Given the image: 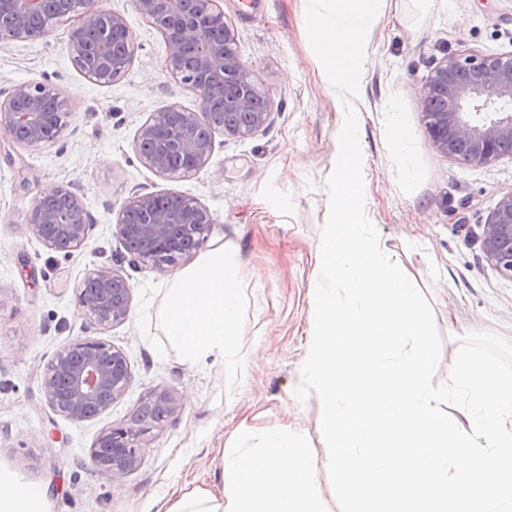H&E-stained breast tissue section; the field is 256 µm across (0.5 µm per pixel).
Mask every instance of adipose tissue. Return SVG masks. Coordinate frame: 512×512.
Wrapping results in <instances>:
<instances>
[{
	"mask_svg": "<svg viewBox=\"0 0 512 512\" xmlns=\"http://www.w3.org/2000/svg\"><path fill=\"white\" fill-rule=\"evenodd\" d=\"M237 249L217 246L175 273L161 315L166 336L193 365L241 364L244 291Z\"/></svg>",
	"mask_w": 512,
	"mask_h": 512,
	"instance_id": "obj_1",
	"label": "adipose tissue"
}]
</instances>
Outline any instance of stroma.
<instances>
[{
    "label": "stroma",
    "mask_w": 512,
    "mask_h": 512,
    "mask_svg": "<svg viewBox=\"0 0 512 512\" xmlns=\"http://www.w3.org/2000/svg\"><path fill=\"white\" fill-rule=\"evenodd\" d=\"M99 5L123 15L134 43L129 69L111 84L90 82L74 65L66 26L34 42L0 39V100L14 85L41 82L65 101L66 127L55 144L0 150V479L44 488V512H151L170 486L211 484L222 448L244 423L292 424L316 458L325 455L318 398L299 401L294 389L315 286L313 255L328 214L325 181L345 115L320 81L306 0L248 7L221 0L252 79L270 93L271 118L245 138L216 131L209 164L187 177L155 174L135 146L153 113L171 105L198 112L199 93L166 71L163 36L134 0ZM370 45L360 105L365 213L432 305L443 337L434 377L441 384L459 336L489 330L512 340V279L482 250L489 214L512 193V159L467 164L440 153L419 90L446 56L512 52V0H387ZM395 114L421 178L407 176L389 144ZM58 187L80 189L93 222L85 246L70 255L43 246L27 222L34 197ZM170 191L210 211L207 247L240 251L247 358L238 367L184 361L160 321L168 276L130 266L113 232L124 200ZM257 268L262 277H254ZM97 269L116 270L131 286L128 320L107 329L79 306L81 284ZM78 339L123 349L132 378L111 408L75 423L47 405L40 384L56 351ZM155 388L173 390L181 411L146 435L135 473L107 481L91 464L90 448Z\"/></svg>",
    "instance_id": "stroma-1"
}]
</instances>
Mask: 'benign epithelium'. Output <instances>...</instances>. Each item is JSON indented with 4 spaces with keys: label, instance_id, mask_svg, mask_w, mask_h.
Instances as JSON below:
<instances>
[{
    "label": "benign epithelium",
    "instance_id": "1",
    "mask_svg": "<svg viewBox=\"0 0 512 512\" xmlns=\"http://www.w3.org/2000/svg\"><path fill=\"white\" fill-rule=\"evenodd\" d=\"M137 11L162 34L165 68L180 83L199 92L200 112L177 105L156 112L139 132L136 152L145 167L160 176H189L210 161L213 135L199 134L211 106L224 105V134L245 138L270 119V100L258 89L242 61L233 28L224 21L218 0H135ZM52 11L63 19L76 12L67 48L85 77L110 84L127 70L133 42L112 49L110 35L130 34L124 17L97 7V0H0V39L36 41L54 29L51 22L31 25L36 12ZM424 121L435 147L444 155L468 163L490 164L512 159V53L494 56H448L431 71L419 91ZM60 93L43 83H21L0 102V135L15 147L56 142L63 127ZM28 224L48 249L71 254L80 250L93 227L83 197L60 187L35 198ZM213 217L196 199L176 193L136 195L119 209L115 234L133 265L150 264L166 273L177 260L201 249ZM488 261L512 278V193L491 212L482 234ZM80 306L95 325L109 328L124 322L131 310V287L114 271L87 274ZM131 382L125 352L101 341L77 340L59 349L47 363L41 391L59 415L89 420L121 398ZM143 404L161 410L153 424L162 426L182 404L167 389L148 392ZM146 429L134 417L102 433L89 456L98 472L119 481L139 467Z\"/></svg>",
    "mask_w": 512,
    "mask_h": 512
}]
</instances>
